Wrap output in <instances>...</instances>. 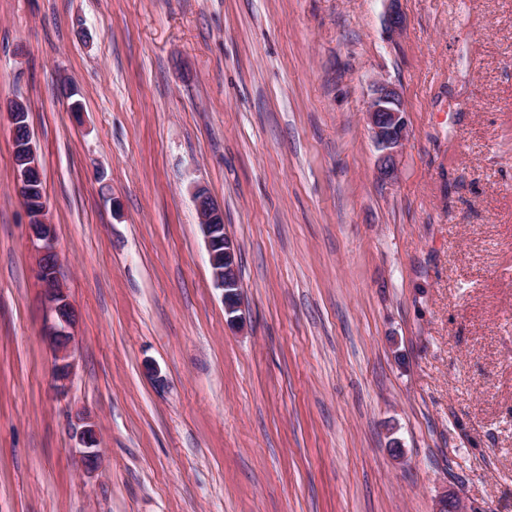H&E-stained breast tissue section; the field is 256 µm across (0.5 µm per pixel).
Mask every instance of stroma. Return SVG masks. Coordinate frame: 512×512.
Returning <instances> with one entry per match:
<instances>
[{
	"label": "stroma",
	"mask_w": 512,
	"mask_h": 512,
	"mask_svg": "<svg viewBox=\"0 0 512 512\" xmlns=\"http://www.w3.org/2000/svg\"><path fill=\"white\" fill-rule=\"evenodd\" d=\"M0 97L79 313L60 398L0 115V512H512V0H0ZM379 156L376 173L379 178L394 179L398 173V157L407 137L406 112L398 90L380 83L364 112ZM25 105L23 102L17 100H10L0 102V112L7 113L11 131L13 134V165L16 172V187L17 190L29 191L32 184L33 173L40 174V161L38 151L29 127L25 122L27 112H19V107ZM25 107V106H24ZM26 108V107H25ZM27 128V135L21 139L17 137L18 128ZM194 201L209 253L214 285L223 291L228 322L237 323L241 317L237 314L240 311V290L234 242L224 233L223 212L205 189L195 190ZM75 437L80 445L78 454L81 466L87 470H93L101 464V454L98 447L99 440L91 425L76 428Z\"/></svg>",
	"instance_id": "1"
}]
</instances>
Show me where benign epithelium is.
<instances>
[{
  "label": "benign epithelium",
  "instance_id": "benign-epithelium-1",
  "mask_svg": "<svg viewBox=\"0 0 512 512\" xmlns=\"http://www.w3.org/2000/svg\"><path fill=\"white\" fill-rule=\"evenodd\" d=\"M22 102H0V112L8 114L13 137V165L17 189L30 190L33 173L40 172L38 151L31 135L16 137L17 130L27 126L26 113L19 111ZM365 121L379 156L376 173L379 178L393 179L398 173V157L407 137V120L398 90L388 83H380L365 110ZM194 201L209 253L215 287L223 291L224 310L228 322L239 321V280L236 248L231 238L221 234L224 215L219 206L203 188L194 192ZM29 244L37 255L34 274L41 284L51 316L47 339L53 350V379L59 394L66 392L73 373L72 347L76 313L60 276L55 225L48 217L47 206L29 217ZM80 445L78 454L81 466L93 470L101 464L99 440L92 426L84 425L75 431ZM439 512H468L456 494H446L440 500Z\"/></svg>",
  "mask_w": 512,
  "mask_h": 512
}]
</instances>
